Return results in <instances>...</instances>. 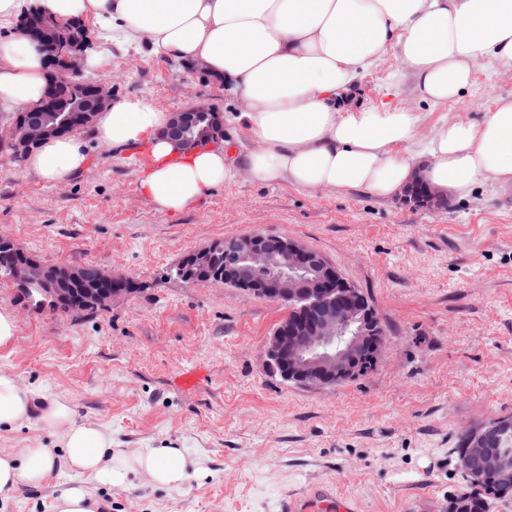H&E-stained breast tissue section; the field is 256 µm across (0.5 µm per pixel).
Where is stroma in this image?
I'll use <instances>...</instances> for the list:
<instances>
[{
	"mask_svg": "<svg viewBox=\"0 0 512 512\" xmlns=\"http://www.w3.org/2000/svg\"><path fill=\"white\" fill-rule=\"evenodd\" d=\"M93 42L109 64L84 77L111 86L114 99L147 96L173 113L199 102L224 116L244 107L187 64L99 32ZM356 83L362 101L416 112L426 136L445 121L481 122L512 98V66L481 60L465 90L432 103L417 97L391 46ZM88 148L89 169L65 185L0 156V237L45 263L104 269L134 290L76 315L0 276V307L17 322L0 371L69 399L119 450L179 448L200 470L178 487L137 472L117 488L63 467L1 495L0 512H54L81 484L111 512H279L282 495L320 486L352 512H448L466 487L459 435L512 417V182L477 183L437 209L242 173L168 215L140 193L147 148ZM256 232L320 252L369 297L387 336L374 370L333 386L284 383L266 345L285 306L175 276L188 252ZM57 445L35 415L0 428V452Z\"/></svg>",
	"mask_w": 512,
	"mask_h": 512,
	"instance_id": "stroma-1",
	"label": "stroma"
}]
</instances>
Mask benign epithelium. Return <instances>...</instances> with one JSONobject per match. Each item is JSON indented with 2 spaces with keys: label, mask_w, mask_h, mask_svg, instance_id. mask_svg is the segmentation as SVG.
Masks as SVG:
<instances>
[{
  "label": "benign epithelium",
  "mask_w": 512,
  "mask_h": 512,
  "mask_svg": "<svg viewBox=\"0 0 512 512\" xmlns=\"http://www.w3.org/2000/svg\"><path fill=\"white\" fill-rule=\"evenodd\" d=\"M39 17V24H32L28 15L22 24L52 67L49 80L72 88L82 86L79 56L90 45L88 30L74 22L70 28L75 34L62 40L56 34L58 20L44 13ZM92 89L97 110L101 111L112 100V88L97 82ZM204 118L215 129L213 135H218L220 115L205 105L175 113L169 134L188 144L187 127ZM73 122L72 115L55 126L22 121L23 145L30 148L63 135L71 130ZM56 269L55 264L31 258L24 265L13 266L10 276L25 275L37 284L29 293L39 294L50 303L63 299L71 312L85 311L91 301L62 294L55 279ZM175 274L193 284L216 283L286 306L289 316L270 337L267 357L272 371L287 383L326 386L354 380L366 374L368 362H376L383 349L384 329L367 296L350 285L336 265L292 238L257 232L224 243L222 253L212 243L188 253ZM511 425L496 420L467 432L465 448L459 455V467L466 475L492 474L496 486L512 485V469L498 448L500 432Z\"/></svg>",
  "instance_id": "7a95c632"
}]
</instances>
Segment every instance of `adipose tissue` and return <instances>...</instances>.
<instances>
[{
  "label": "adipose tissue",
  "mask_w": 512,
  "mask_h": 512,
  "mask_svg": "<svg viewBox=\"0 0 512 512\" xmlns=\"http://www.w3.org/2000/svg\"><path fill=\"white\" fill-rule=\"evenodd\" d=\"M24 0H0V110L37 107L48 63L19 25ZM61 22L90 21L109 39L141 42L151 55L201 62L244 111L229 124L252 142L235 154L223 146L185 149L165 136L172 115L146 97L125 98L98 112L92 135L116 149L148 147L152 164L140 180L143 196L163 213L191 208L246 170L263 183L307 189H360L393 198L414 182L436 195L465 193L481 179L512 181V100H500L482 122H447L421 146L415 113L386 105L345 110L340 98L360 70L396 44L417 94L454 98L473 68L490 58L512 65V0H42ZM91 158L78 134L43 141L27 167L48 183L79 176ZM36 393L0 372V426L29 419ZM40 419L63 435L61 455L23 448L0 455V494L21 482L40 483L55 466L114 487L141 469L156 484H181L193 458L177 448L147 449L112 464V436L76 422L65 399L48 400Z\"/></svg>",
  "instance_id": "obj_1"
}]
</instances>
